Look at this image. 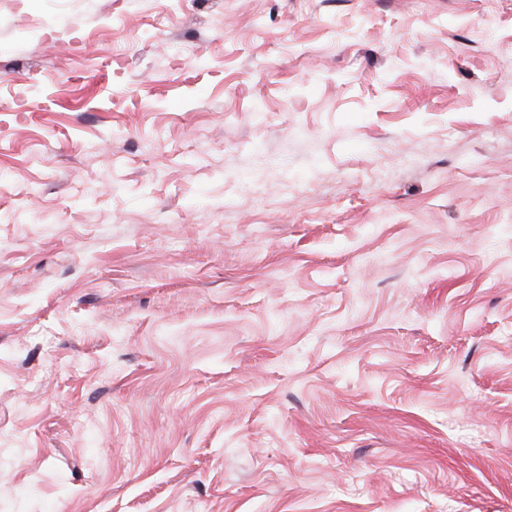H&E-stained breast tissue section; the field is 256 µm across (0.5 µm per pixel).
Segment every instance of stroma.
<instances>
[{
	"mask_svg": "<svg viewBox=\"0 0 512 512\" xmlns=\"http://www.w3.org/2000/svg\"><path fill=\"white\" fill-rule=\"evenodd\" d=\"M0 512H512V0H0Z\"/></svg>",
	"mask_w": 512,
	"mask_h": 512,
	"instance_id": "obj_1",
	"label": "stroma"
}]
</instances>
